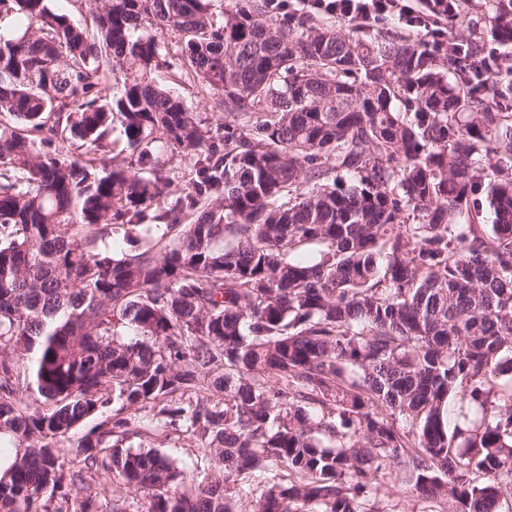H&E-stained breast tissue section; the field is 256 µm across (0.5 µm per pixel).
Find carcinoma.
<instances>
[{"label":"carcinoma","instance_id":"cac0c4a2","mask_svg":"<svg viewBox=\"0 0 512 512\" xmlns=\"http://www.w3.org/2000/svg\"><path fill=\"white\" fill-rule=\"evenodd\" d=\"M216 2L95 0L89 27L0 0L20 23L0 34V432L23 446L0 512H126L85 488L114 476L147 512H387L371 493L388 461L448 512H503L512 82L480 83L477 46L463 69L422 37ZM486 8L512 43V0ZM461 19L450 0L448 39ZM160 35L172 82L222 96L224 138L155 80ZM104 64L124 75L106 103ZM116 118L149 175L118 163ZM72 141L82 154L57 151ZM158 144L194 160L185 195L164 191ZM147 218L189 223L119 257L107 231L75 232ZM309 247L316 262L289 258ZM149 404L154 425L126 415ZM180 422L223 474L191 494L160 449L128 445Z\"/></svg>","mask_w":512,"mask_h":512}]
</instances>
